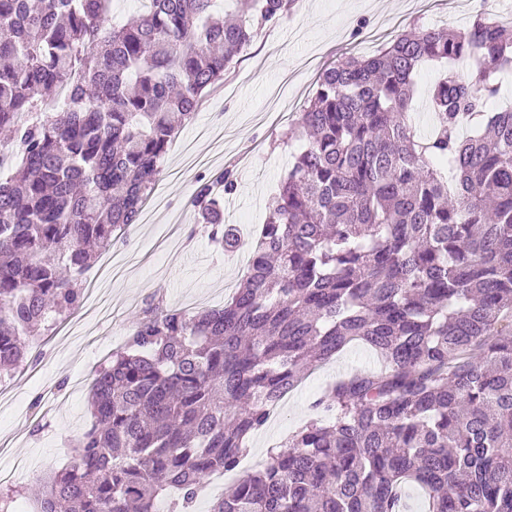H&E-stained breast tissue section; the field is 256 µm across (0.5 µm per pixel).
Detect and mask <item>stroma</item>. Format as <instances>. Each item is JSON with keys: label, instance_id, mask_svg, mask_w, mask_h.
I'll return each instance as SVG.
<instances>
[{"label": "stroma", "instance_id": "1", "mask_svg": "<svg viewBox=\"0 0 512 512\" xmlns=\"http://www.w3.org/2000/svg\"><path fill=\"white\" fill-rule=\"evenodd\" d=\"M482 1L491 14H512V0H295L279 22L258 30L250 48L205 91L192 120L182 122L154 187L164 206L154 224H137L114 245L126 264L105 272L111 283L105 301L84 297L74 313L56 319L33 340L27 365L0 385V471L21 461L31 469L12 483L21 504L33 503L39 477L69 464L74 439L91 424L92 375L123 346L146 299L202 310L222 306L238 288L249 266L248 246L292 161L291 125L319 75L413 28H467ZM225 170L236 188L224 197V221L236 226L243 242L231 253L211 242L194 206L199 187ZM379 366L371 350L355 343L312 369L253 433L248 454L225 474V483L260 468L269 448L309 421L313 401L329 383Z\"/></svg>", "mask_w": 512, "mask_h": 512}]
</instances>
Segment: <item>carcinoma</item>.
Segmentation results:
<instances>
[{
    "label": "carcinoma",
    "mask_w": 512,
    "mask_h": 512,
    "mask_svg": "<svg viewBox=\"0 0 512 512\" xmlns=\"http://www.w3.org/2000/svg\"><path fill=\"white\" fill-rule=\"evenodd\" d=\"M111 2L0 0V376L24 366L50 309L79 305L90 247L136 223L174 114L190 117L253 25L294 0H236L224 16L212 0H148L107 28ZM428 62L448 69L424 138ZM506 73L512 24L481 8L463 32L420 28L324 70L243 286L202 311L146 302L37 512H155L173 490L189 512L308 370L355 341L381 368L327 386L318 417L209 512H411L410 486L425 512H512V107H491ZM74 74L51 107L46 92ZM234 189L225 172L194 199L230 248L221 193ZM445 65L440 63L429 64L425 66L418 76V93L415 101V112L418 116L419 129L422 136H429L432 131V115L429 112L424 89L433 82L442 72Z\"/></svg>",
    "instance_id": "obj_1"
}]
</instances>
